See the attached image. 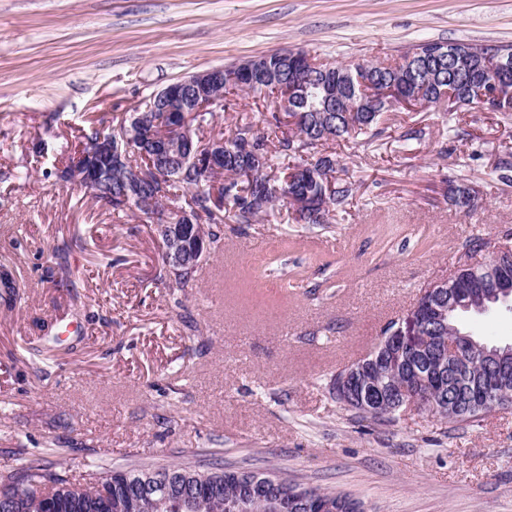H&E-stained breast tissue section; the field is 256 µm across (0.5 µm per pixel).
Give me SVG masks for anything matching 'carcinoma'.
<instances>
[{
	"instance_id": "cac0c4a2",
	"label": "carcinoma",
	"mask_w": 512,
	"mask_h": 512,
	"mask_svg": "<svg viewBox=\"0 0 512 512\" xmlns=\"http://www.w3.org/2000/svg\"><path fill=\"white\" fill-rule=\"evenodd\" d=\"M409 54L392 61L362 62L359 67L352 64L322 63L319 67L302 73L300 93L291 102V108L284 115L273 111L268 125L269 135H253L251 117L246 113L237 115L234 129L224 133L209 134L203 140L207 145L224 143V164L217 169L198 165L196 149H187L180 154L172 167L164 169L158 164L153 152L143 146H135L119 164L112 168L102 167V178L96 188H86L84 192L91 199L120 213L127 210L141 215L153 213L158 218L166 217L169 223L178 224V209L195 205L199 211V223L206 228L209 243L221 239L220 226L224 224V212H234L235 223L254 224L270 215L277 203L286 199L295 207L299 221L305 224H328L331 212L345 209L353 194L352 183L338 179L336 161L329 155H313L303 159V155L338 139L370 135L379 138L386 128L381 126L383 106L373 103L368 112L362 111L359 77L366 75L374 81L373 90L383 87L385 82H395L407 87L408 95L427 98L431 87L414 79L412 70L422 67L423 62L415 59L407 62ZM485 61L469 54L457 55L455 76L458 82L448 83V89L455 96L449 108L480 105L481 97H490L497 90L485 76ZM336 81L342 89L343 100L340 112L329 115L322 109L323 87L329 81ZM239 92L251 94L258 99L274 97V89L268 84L255 86L247 81L224 85V105L228 106L231 97ZM133 114L124 112L112 117L109 129H92L84 134L83 152L90 150L99 137L122 139L131 127ZM450 198L455 207L469 214L475 207L473 189L465 184L452 185ZM166 272L173 276L174 288L193 287L197 268L184 269L177 273L169 266L166 255H161ZM487 264L462 265L457 268L456 287L443 292L445 301L452 303L461 290L478 288L488 282ZM0 287L5 300L13 303L18 292L12 271L0 268ZM499 303V299L488 300L483 305L450 309L445 326L440 335L455 336L465 333L461 318L467 314H483L485 308ZM372 356H365L360 362L367 364L365 376L382 383H397L411 370V363L403 362L394 369L387 363L379 367L368 366ZM491 377L478 364L459 376L448 380V398L433 410V415L455 424H468L480 420L489 411L484 409H464L459 407L458 398L467 388L479 385ZM162 468L173 472L174 478L181 475L197 476L207 480L209 492L192 503L181 506L176 498L168 497L159 507L153 506L148 512H272L265 500L249 499L234 478V472L227 471L224 463L214 461H188L169 463ZM149 467L129 471H115L110 483L100 487L94 473L76 483L67 475L55 469L54 465L36 458L25 461L18 467L0 472V482H13L25 501L32 504L37 496L70 500V512H114L117 502L137 494L142 486L145 472ZM323 496L336 501L338 512H357L358 502L348 495L338 494L328 489Z\"/></svg>"
}]
</instances>
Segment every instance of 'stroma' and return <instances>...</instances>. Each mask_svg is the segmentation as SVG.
I'll return each instance as SVG.
<instances>
[{"label":"stroma","mask_w":512,"mask_h":512,"mask_svg":"<svg viewBox=\"0 0 512 512\" xmlns=\"http://www.w3.org/2000/svg\"><path fill=\"white\" fill-rule=\"evenodd\" d=\"M426 41L512 44V0H0V266L19 285L0 299V469L51 448L76 478L217 451L368 512H512V408L460 426L414 406L362 421L330 387L426 289L504 246L512 112L400 108L382 137L324 146L354 185L345 210L314 227L285 202L225 221L184 289L161 273L153 225L59 177L87 117L108 126L193 73L277 49L393 59ZM412 127L425 136L407 151ZM452 181L474 189L471 215ZM474 235L488 248L469 251ZM463 324L512 343V311Z\"/></svg>","instance_id":"stroma-1"}]
</instances>
